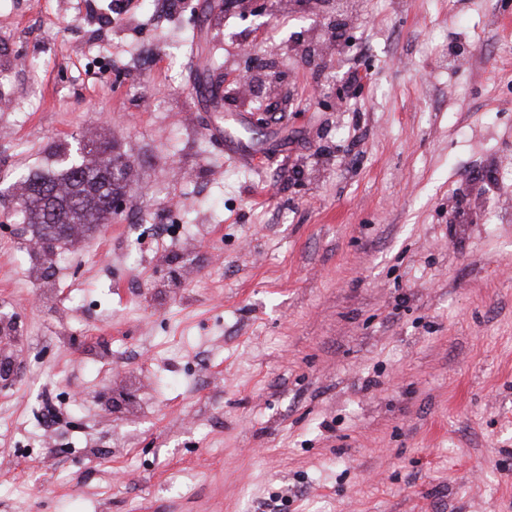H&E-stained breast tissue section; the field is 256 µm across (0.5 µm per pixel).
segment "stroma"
Masks as SVG:
<instances>
[{"label": "stroma", "mask_w": 512, "mask_h": 512, "mask_svg": "<svg viewBox=\"0 0 512 512\" xmlns=\"http://www.w3.org/2000/svg\"><path fill=\"white\" fill-rule=\"evenodd\" d=\"M94 3L0 0V512H512V0ZM78 137L124 206L47 262ZM103 153L98 161L101 167L83 171L81 179L64 167L59 161V171L34 172L21 181L17 204L27 221L36 228L41 240L53 244L63 238L64 224H69L67 234L74 236L79 228L90 230L98 224H106L112 218V210L122 208L121 197L125 193L129 165L121 156L112 157L111 147L99 144ZM108 159V162H107ZM115 174L112 176V170ZM49 184L58 187L59 193L53 196L36 194L37 185ZM112 197H116L112 201ZM112 203V206H111ZM79 224H71V222ZM83 224V225H82Z\"/></svg>", "instance_id": "1"}]
</instances>
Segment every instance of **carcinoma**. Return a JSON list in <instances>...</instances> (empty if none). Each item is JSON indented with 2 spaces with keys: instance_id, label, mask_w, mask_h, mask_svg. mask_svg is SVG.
I'll return each instance as SVG.
<instances>
[{
  "instance_id": "cac0c4a2",
  "label": "carcinoma",
  "mask_w": 512,
  "mask_h": 512,
  "mask_svg": "<svg viewBox=\"0 0 512 512\" xmlns=\"http://www.w3.org/2000/svg\"><path fill=\"white\" fill-rule=\"evenodd\" d=\"M129 165L110 156L108 165L92 167L75 177L69 167L57 172H34L21 181L17 204L41 240L50 244L63 238L64 225L78 222L90 230L112 218V198L125 193Z\"/></svg>"
}]
</instances>
